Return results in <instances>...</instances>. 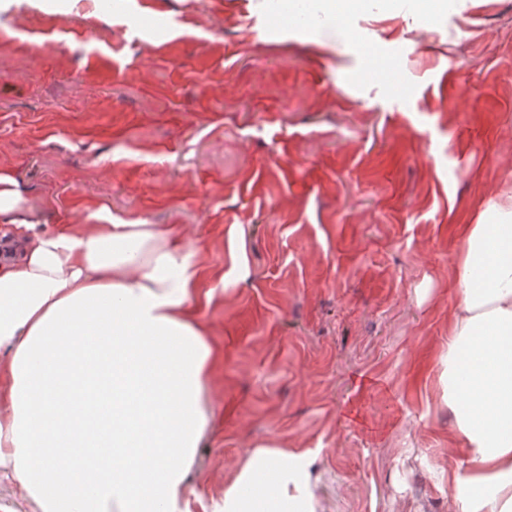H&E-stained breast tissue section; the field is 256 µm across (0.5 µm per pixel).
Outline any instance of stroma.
Wrapping results in <instances>:
<instances>
[{
    "instance_id": "stroma-1",
    "label": "stroma",
    "mask_w": 512,
    "mask_h": 512,
    "mask_svg": "<svg viewBox=\"0 0 512 512\" xmlns=\"http://www.w3.org/2000/svg\"><path fill=\"white\" fill-rule=\"evenodd\" d=\"M282 0H0V174L40 230L142 222L195 249L221 354L186 487L258 445L314 458L318 512H454L435 363L457 229L512 186V0H383L354 29L403 92Z\"/></svg>"
}]
</instances>
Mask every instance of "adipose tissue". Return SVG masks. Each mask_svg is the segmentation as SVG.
<instances>
[{
    "instance_id": "adipose-tissue-1",
    "label": "adipose tissue",
    "mask_w": 512,
    "mask_h": 512,
    "mask_svg": "<svg viewBox=\"0 0 512 512\" xmlns=\"http://www.w3.org/2000/svg\"><path fill=\"white\" fill-rule=\"evenodd\" d=\"M0 176V475L41 512H190L186 475L218 360L192 246L156 224L37 231ZM458 302L436 362L463 470L456 512H512V195L458 238ZM308 453L247 452L214 512H315Z\"/></svg>"
}]
</instances>
